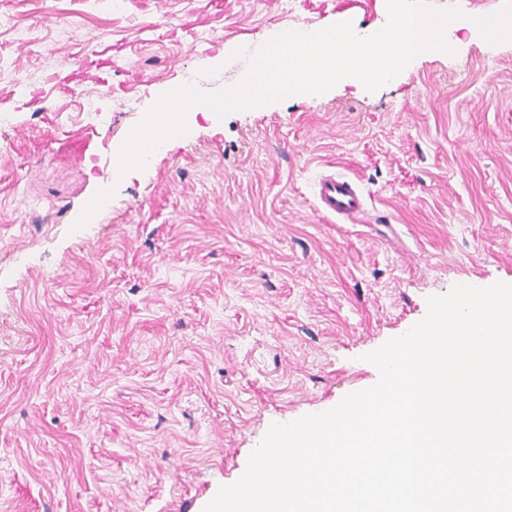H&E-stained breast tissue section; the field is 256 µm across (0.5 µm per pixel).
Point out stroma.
<instances>
[{
	"instance_id": "stroma-1",
	"label": "stroma",
	"mask_w": 512,
	"mask_h": 512,
	"mask_svg": "<svg viewBox=\"0 0 512 512\" xmlns=\"http://www.w3.org/2000/svg\"><path fill=\"white\" fill-rule=\"evenodd\" d=\"M336 2L224 0L197 27L204 0H0V512H203L271 424L373 386L364 354L427 297L512 283L511 41L461 32L373 92L195 110L118 172L186 70L214 92L237 49L387 22ZM108 45L105 84L45 85ZM334 171L365 223L317 211Z\"/></svg>"
}]
</instances>
